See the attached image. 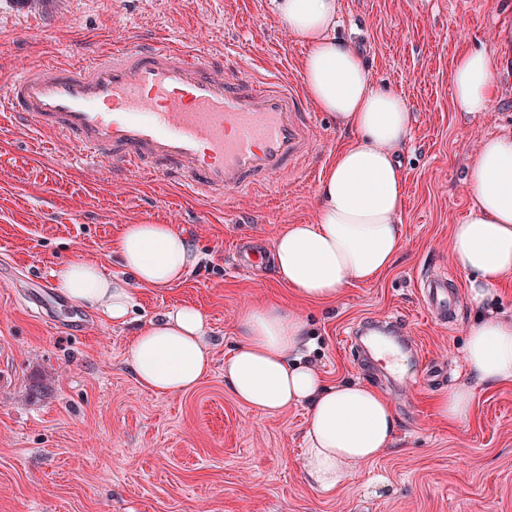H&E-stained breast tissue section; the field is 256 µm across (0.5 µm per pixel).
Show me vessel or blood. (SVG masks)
<instances>
[{
    "label": "vessel or blood",
    "mask_w": 512,
    "mask_h": 512,
    "mask_svg": "<svg viewBox=\"0 0 512 512\" xmlns=\"http://www.w3.org/2000/svg\"><path fill=\"white\" fill-rule=\"evenodd\" d=\"M211 53L156 36L74 63L21 70L0 110L38 135L67 139L128 175L163 172L212 202L271 185L312 151L315 114L288 80L221 74ZM432 321L452 322L459 292L447 274L418 278Z\"/></svg>",
    "instance_id": "b4317fda"
}]
</instances>
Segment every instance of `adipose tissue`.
Segmentation results:
<instances>
[{
  "label": "adipose tissue",
  "mask_w": 512,
  "mask_h": 512,
  "mask_svg": "<svg viewBox=\"0 0 512 512\" xmlns=\"http://www.w3.org/2000/svg\"><path fill=\"white\" fill-rule=\"evenodd\" d=\"M281 21L307 49L302 76L313 105L353 130L354 141L336 155L321 180L315 217L292 224L272 247L279 280L298 297L325 301L355 281L370 282L390 269L404 240L399 215L403 177L395 151L409 136L410 113L398 96L375 89L359 54L336 39L338 0H275ZM496 96L493 60L484 47L457 55L451 97L473 118ZM474 208L452 225L448 255L467 275L469 299L483 307L491 289L512 276V130L485 137L465 175ZM122 268L106 276L98 262L75 258L57 265V288L74 303L128 324L137 287L180 282L198 255L169 224H129L112 244ZM237 344L224 359V379L235 397L264 416L293 405L308 409L301 475L316 491L346 486L364 465L386 455L396 439L389 401L358 383L327 384L304 362L307 325L279 302L250 304L235 319ZM463 359L471 377L512 383V319L486 315L468 330ZM212 352L206 318L194 306L174 307L132 336L127 363L140 385L159 395L189 391L209 372ZM473 393L462 385L437 396L438 419L460 426Z\"/></svg>",
  "instance_id": "adipose-tissue-1"
}]
</instances>
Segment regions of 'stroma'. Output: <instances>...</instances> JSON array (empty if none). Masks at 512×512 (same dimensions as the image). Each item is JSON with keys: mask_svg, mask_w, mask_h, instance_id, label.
I'll list each match as a JSON object with an SVG mask.
<instances>
[{"mask_svg": "<svg viewBox=\"0 0 512 512\" xmlns=\"http://www.w3.org/2000/svg\"><path fill=\"white\" fill-rule=\"evenodd\" d=\"M338 4L337 38L376 88L405 100L411 133L397 150L402 249L377 280L336 299H297L275 271L252 275L235 256L240 237L266 252L287 225L314 218L328 164L355 138L327 113L302 167L221 203L160 174L82 162L72 143L0 120V512H512V384L470 382L463 349L479 314L470 300L442 326L416 288L429 268L467 283L448 257L450 229L474 207L463 177L476 146L512 128V62L495 67L489 111L467 121L452 109L449 71L467 46L498 54L500 38L512 36V0ZM157 35L223 56L228 74L245 64L303 81L306 47L272 0H0V78ZM141 223L172 225L201 259L178 284L139 288L128 325L112 326L54 287L56 322L26 307L62 262L82 257L118 272L111 244ZM268 300L304 317L307 356L327 382L374 387L393 405V448L336 491L302 480L305 408L261 417L224 381L238 310ZM183 304L206 317L211 371L193 391L160 396L127 367L130 338ZM433 368L445 378L428 382ZM465 383L474 392L468 423H441L432 399Z\"/></svg>", "mask_w": 512, "mask_h": 512, "instance_id": "stroma-1", "label": "stroma"}]
</instances>
